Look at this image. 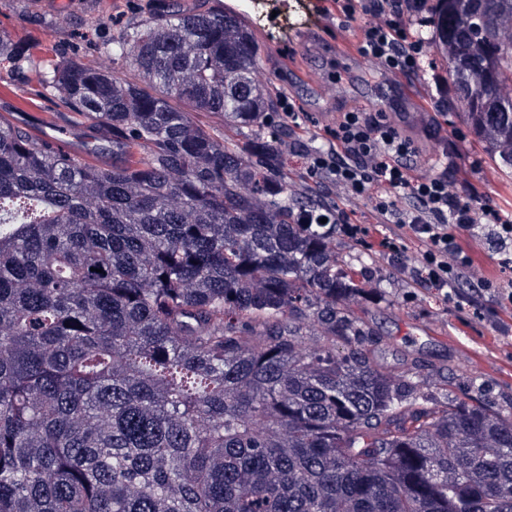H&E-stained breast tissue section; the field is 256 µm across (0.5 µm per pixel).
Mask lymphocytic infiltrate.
<instances>
[{
    "instance_id": "obj_1",
    "label": "lymphocytic infiltrate",
    "mask_w": 512,
    "mask_h": 512,
    "mask_svg": "<svg viewBox=\"0 0 512 512\" xmlns=\"http://www.w3.org/2000/svg\"><path fill=\"white\" fill-rule=\"evenodd\" d=\"M344 24L361 26L359 54L382 76H414L423 69L428 44L414 34L409 17L425 19L428 0H335ZM324 144L306 153V177L335 193L341 207L333 216L344 235L390 259L418 288L454 294L469 290L492 297L499 312L512 314V280L474 270L458 243L477 238L512 266V213L461 197L446 176L421 177V153L385 112L338 113L319 128ZM365 205L366 223L352 222L350 210Z\"/></svg>"
}]
</instances>
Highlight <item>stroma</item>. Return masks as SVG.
<instances>
[{
    "label": "stroma",
    "mask_w": 512,
    "mask_h": 512,
    "mask_svg": "<svg viewBox=\"0 0 512 512\" xmlns=\"http://www.w3.org/2000/svg\"><path fill=\"white\" fill-rule=\"evenodd\" d=\"M138 0H71L55 10L26 0L0 5V32L24 41L33 57L55 59L57 44L71 34L97 25L99 37L110 33V20L134 12ZM277 0L264 14L245 7L246 20L261 46L254 73L257 81L278 76L277 91L290 93L299 127L325 125L336 113L351 109L384 110L418 143L425 175L447 172L462 195L486 200L512 210V171H503L473 136L458 139L465 128L458 113L439 101L432 72L386 84L372 74L357 51L358 24L339 25L330 0H288V15H277ZM0 84L13 96L37 95L45 106L39 112L17 110L12 98L0 97V116L33 135L65 132L68 152L87 162L108 167L112 145L100 141L96 125L46 97L34 72L16 74L0 68ZM288 128L284 136L289 175L302 181L303 147L311 137ZM337 251L352 262L356 280L368 282L370 291L354 311L374 331L370 348L375 358L399 370L415 361L432 376L439 390L474 401L500 405L512 402V320L495 322L487 298L474 299L473 312L459 309L456 299L429 289L411 288L385 260L359 262L365 249L337 235Z\"/></svg>",
    "instance_id": "obj_1"
}]
</instances>
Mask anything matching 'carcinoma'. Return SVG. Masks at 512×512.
<instances>
[{
  "instance_id": "cac0c4a2",
  "label": "carcinoma",
  "mask_w": 512,
  "mask_h": 512,
  "mask_svg": "<svg viewBox=\"0 0 512 512\" xmlns=\"http://www.w3.org/2000/svg\"><path fill=\"white\" fill-rule=\"evenodd\" d=\"M480 5L433 0L419 33L509 170L482 94L512 84V0ZM115 26L97 49L132 80L0 35L112 134L104 168L0 119V512H512V404L376 362L245 19L147 0Z\"/></svg>"
}]
</instances>
